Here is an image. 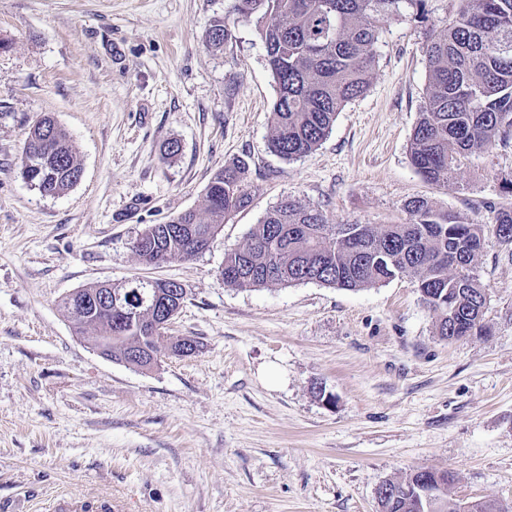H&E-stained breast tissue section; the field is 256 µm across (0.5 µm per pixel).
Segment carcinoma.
Returning a JSON list of instances; mask_svg holds the SVG:
<instances>
[{
	"mask_svg": "<svg viewBox=\"0 0 512 512\" xmlns=\"http://www.w3.org/2000/svg\"><path fill=\"white\" fill-rule=\"evenodd\" d=\"M455 17L434 30L423 44L428 80L424 103L409 145L412 166L429 183L447 186L458 157L491 147L512 135V0H458ZM428 0H231L228 14L206 35L219 49L232 38V27L251 21L266 48L275 85L269 150L291 161L313 152L332 130L336 116L370 87L380 36L379 23L402 10L420 23L428 20ZM240 160L218 171L205 191L207 219L191 210L163 224H150L140 235L138 259L151 265L163 259L196 256L198 226L217 233L252 200ZM81 164L71 136L51 116L30 129L23 149L22 178L44 196H59L80 181ZM490 224L468 222L437 208L426 197L405 204L402 224H331L323 211L290 197L282 199L253 225L246 245L224 257L221 275L236 288L295 285L316 281L347 290L415 279L438 317V335L486 336L482 324L486 288L472 263L492 233L512 246V208L489 202ZM103 283L66 296L69 303L91 302ZM122 296L124 312L112 314V359L140 366L135 351L179 356L178 344L145 331L141 322L166 292L159 283L136 277L111 285ZM441 485L440 499L429 510L419 507V476L410 473L388 484L395 494L382 512H456L447 498L453 476L429 471Z\"/></svg>",
	"mask_w": 512,
	"mask_h": 512,
	"instance_id": "cac0c4a2",
	"label": "carcinoma"
}]
</instances>
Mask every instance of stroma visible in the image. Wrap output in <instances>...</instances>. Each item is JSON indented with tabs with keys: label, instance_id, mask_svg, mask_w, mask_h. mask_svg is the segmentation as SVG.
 <instances>
[{
	"label": "stroma",
	"instance_id": "stroma-1",
	"mask_svg": "<svg viewBox=\"0 0 512 512\" xmlns=\"http://www.w3.org/2000/svg\"><path fill=\"white\" fill-rule=\"evenodd\" d=\"M231 0H0V512L57 498L122 512H378L376 490L449 470L452 500L512 512V250L487 236L474 272L484 336L449 342L408 277L349 291L317 283L241 289L220 274L281 199L330 223L395 224L416 197L468 221L512 206V139L461 156L439 187L408 144L426 84L427 24L381 20L369 90L312 153L269 152L276 85L254 23L207 46ZM53 115L83 175L58 197L21 177L32 125ZM182 145L167 159L163 144ZM249 163L250 206L210 248L142 264L147 225L203 212L214 174ZM133 276L174 280L167 329L197 341L149 369L89 348L59 304Z\"/></svg>",
	"mask_w": 512,
	"mask_h": 512
}]
</instances>
